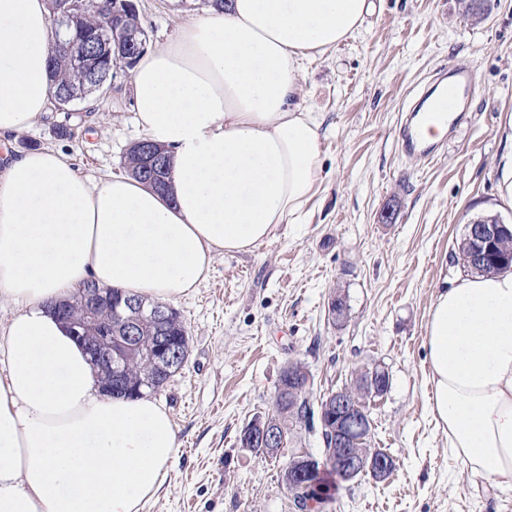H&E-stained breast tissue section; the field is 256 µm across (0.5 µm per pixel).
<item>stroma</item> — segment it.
I'll use <instances>...</instances> for the list:
<instances>
[{
    "label": "stroma",
    "instance_id": "stroma-1",
    "mask_svg": "<svg viewBox=\"0 0 512 512\" xmlns=\"http://www.w3.org/2000/svg\"><path fill=\"white\" fill-rule=\"evenodd\" d=\"M135 2L151 50L209 8ZM372 3L360 31L298 74V99L324 129V181L305 223L281 225L250 253L217 255L208 279L173 303L187 359L156 397L180 448L143 512H295L282 473L294 453L322 457L319 421L291 428L273 457L239 443L254 417L273 412L291 362L308 371L314 402L358 372L389 376L369 413L371 445L394 457V473L340 484L312 512H512V491L473 475L437 427L424 348L435 292L462 272L452 256L468 221L512 224L497 170L512 148V0H496L479 22L462 19L458 0ZM461 57L477 70L467 111L435 158L401 155L403 111L436 67ZM134 116L131 77L120 72L93 105L51 111L8 150L48 147L91 179L120 175L126 149L146 137ZM336 292L348 306L339 325L327 313Z\"/></svg>",
    "mask_w": 512,
    "mask_h": 512
}]
</instances>
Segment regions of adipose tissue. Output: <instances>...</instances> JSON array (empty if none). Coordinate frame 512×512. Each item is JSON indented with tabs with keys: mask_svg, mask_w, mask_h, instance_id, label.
Masks as SVG:
<instances>
[{
	"mask_svg": "<svg viewBox=\"0 0 512 512\" xmlns=\"http://www.w3.org/2000/svg\"><path fill=\"white\" fill-rule=\"evenodd\" d=\"M366 0H227L144 54L135 116L171 156L167 189L94 182L57 151L0 168V512H142L179 448L165 407L106 395L56 316L88 282L170 302L219 253L303 221L322 123L297 98L303 60L353 36ZM47 0H0V137L51 106ZM424 345L431 413L471 473L512 489V270L437 290Z\"/></svg>",
	"mask_w": 512,
	"mask_h": 512,
	"instance_id": "ef3b65f1",
	"label": "adipose tissue"
}]
</instances>
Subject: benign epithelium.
<instances>
[{"label": "benign epithelium", "instance_id": "7a95c632", "mask_svg": "<svg viewBox=\"0 0 512 512\" xmlns=\"http://www.w3.org/2000/svg\"><path fill=\"white\" fill-rule=\"evenodd\" d=\"M125 61L131 62L146 49L147 36L138 25H129L113 32ZM98 40V34L93 32L78 39L59 41L72 63L73 71L81 75L88 55V43ZM135 146L142 149L145 159V169L151 174L164 170L169 155L161 146L149 141L141 140ZM499 224H472L468 230L467 242L472 257L479 263L493 259V245L499 235ZM110 289H91L85 295L84 315L79 320L69 321L71 332L79 342L85 341L88 329L98 325L99 308L105 301L111 299ZM126 315L124 333L121 336L112 335V330L104 331L99 337V344L91 347L90 354L94 362L99 365L109 378L104 389L112 392V383L123 385L128 350L135 347L137 340L136 330L139 323L149 319L157 324H166L172 318V308L164 303H148L143 299L126 301L122 308ZM148 363L160 374H168L173 369L181 368L186 360V354L180 345L172 343L170 337L161 335L153 348L147 354ZM310 383V377L303 368L297 364L288 365V392L297 396L304 392ZM389 377L385 371L380 370L370 378L356 381L335 392L327 402V409L334 411L336 418V433H334L332 448L325 451L322 459H316L306 453H300L292 458L286 471L288 472V491L295 496L305 495L307 482L305 479L325 467H336V470L347 480H351L359 472L369 470L375 477L384 479L394 469L393 458L379 448L370 446L371 436L362 439V444L352 447L346 433V423L363 414L362 404L367 396L377 397L388 389ZM239 443L243 448H250L258 443L264 448L281 449L285 445L283 432L273 428L269 419L260 417L251 420L241 432Z\"/></svg>", "mask_w": 512, "mask_h": 512}]
</instances>
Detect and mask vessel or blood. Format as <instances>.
Here are the masks:
<instances>
[{
    "instance_id": "b4317fda",
    "label": "vessel or blood",
    "mask_w": 512,
    "mask_h": 512,
    "mask_svg": "<svg viewBox=\"0 0 512 512\" xmlns=\"http://www.w3.org/2000/svg\"><path fill=\"white\" fill-rule=\"evenodd\" d=\"M475 70V65L465 60L457 62L447 72L432 75L430 83L423 87L417 103L409 107L407 119L400 125L397 148L401 154L424 155L437 150V142L425 140L415 119L426 108L441 117H448L449 113L454 112L458 100H469L475 90Z\"/></svg>"
}]
</instances>
